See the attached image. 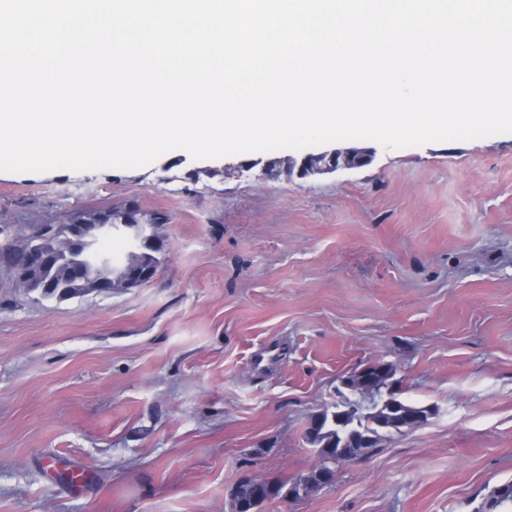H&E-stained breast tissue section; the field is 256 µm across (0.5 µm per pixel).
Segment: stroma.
Masks as SVG:
<instances>
[{
	"mask_svg": "<svg viewBox=\"0 0 512 512\" xmlns=\"http://www.w3.org/2000/svg\"><path fill=\"white\" fill-rule=\"evenodd\" d=\"M267 176L286 150L0 171V240L112 204L161 212L145 285L65 301L0 266V512H230L289 481L341 376L397 368L421 427L263 512H475L512 479V134ZM278 348L275 364L254 357Z\"/></svg>",
	"mask_w": 512,
	"mask_h": 512,
	"instance_id": "obj_1",
	"label": "stroma"
}]
</instances>
